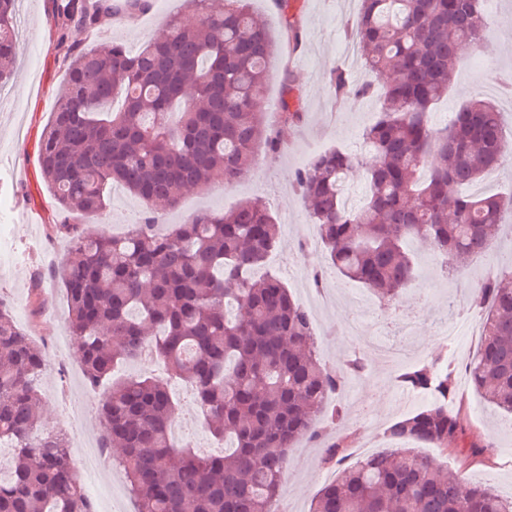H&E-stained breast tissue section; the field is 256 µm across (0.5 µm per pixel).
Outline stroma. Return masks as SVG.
Wrapping results in <instances>:
<instances>
[{"instance_id": "35a3bbf8", "label": "stroma", "mask_w": 512, "mask_h": 512, "mask_svg": "<svg viewBox=\"0 0 512 512\" xmlns=\"http://www.w3.org/2000/svg\"><path fill=\"white\" fill-rule=\"evenodd\" d=\"M146 12L116 14L94 32L72 29L69 41L89 48L114 40L128 49H137L162 31L169 17L184 25L197 18L185 0H149ZM300 40L297 48L285 49L270 68L264 90L268 101L281 102L284 75H291L299 97L302 121L285 134L286 146L275 159L258 158L249 174L227 186L215 183L208 192L187 191L178 207L164 221L182 224L205 210L230 209L246 199L258 198L276 215L281 244L269 261V271L288 286L299 302L308 303L316 317V344L321 360L339 365L360 355L369 366L367 373L349 379L336 396L347 411V432L352 441H369L378 449L389 442L386 428L427 405L426 395L410 392L400 395L396 376L401 367L380 362L367 344L346 336L345 325L355 311L343 302L324 306L320 294L307 281L313 268L324 265L320 246L299 252L297 245L309 237L311 219L293 189L295 172L309 159L315 144L337 148L352 155L363 154L361 134L374 118L377 101H339L332 94L327 74L330 69H349L342 49L350 44L345 24L355 19L359 0H297ZM14 27L19 44L13 75L0 103V234L11 255L0 261V296L13 306L17 325L42 344L46 364L38 380L43 403L40 410L44 431L64 434L73 449L98 437L100 419L98 392L83 380L75 349L59 354L53 348L56 337L67 335V303L63 290L51 278V271L66 254L64 240L51 233L52 224L61 219L39 167L43 131L56 109V92L67 77L66 68L55 47L51 0H18ZM483 38L487 51L479 60L462 59L448 96L432 112L435 126L448 125L459 107L478 98V84H490L482 96L500 109H512V94L500 86L501 78L512 73V0H493ZM33 210L37 221L20 220L22 209ZM143 203L126 192L112 195L104 219L85 221L92 234L118 235L138 221ZM420 270L419 285L408 290L399 306H384L368 318L372 333L408 354V363H422L437 355H450L459 390L458 402L473 432L489 442L487 452L466 460L453 452L429 449L436 464L461 478L481 482L501 494H512V419L476 394L464 367L480 347L478 327H471L453 350H446L442 332L454 318L449 303L466 305L473 289L491 269L485 259L467 263L452 278H445L436 254L428 246H412ZM39 287L45 300L40 313L29 304L30 290ZM176 402L174 430L181 444L204 453H220L222 442L207 431L203 417L188 386L170 379ZM292 463L284 483L282 512H309L312 499L335 475V469L322 463L321 451L304 443L291 451Z\"/></svg>"}]
</instances>
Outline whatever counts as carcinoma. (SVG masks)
Listing matches in <instances>:
<instances>
[{
	"label": "carcinoma",
	"mask_w": 512,
	"mask_h": 512,
	"mask_svg": "<svg viewBox=\"0 0 512 512\" xmlns=\"http://www.w3.org/2000/svg\"><path fill=\"white\" fill-rule=\"evenodd\" d=\"M15 2L0 0V84L16 56ZM249 2L187 0L195 27L172 17L162 36L130 51L118 42L83 50L68 41L76 26L95 29L110 0H52L67 78L43 135L42 176L67 217L103 216L112 187L147 207L121 236H90L67 220L51 227L68 244L53 277L66 294L85 383L108 384L98 406L101 447L123 448L113 462L137 512H276L289 450L304 439L339 470L309 512H512V496L466 482L416 448L400 460L386 451L345 463V411L323 409L367 364L355 357L326 367L309 312L278 277L257 275L279 244V224L261 200L159 228L185 188L243 179L259 151L279 154L285 129L302 119L286 76L283 128L264 124L278 45ZM278 7L285 42L295 45L292 2ZM485 25V0H360L350 36L381 83L355 85L338 68L328 72L336 99L378 97L376 119L362 134L368 159L320 153L295 172L294 186L330 266L386 304L418 278L411 242L425 241L445 261L482 256L512 212V198L460 192L502 163L501 112L474 99L450 127L431 122L461 59L486 51ZM361 163L366 200L349 209L342 182ZM470 309L482 338L466 372L486 402L512 415V262L481 281ZM145 352L187 383L209 432L224 440L222 454L179 443L162 380L114 378L119 361L138 362ZM43 366L41 346L0 298V442L12 449L0 512H95L71 449L59 435L38 432ZM396 381L434 401L392 423L390 438L464 458L482 454L461 412H448L457 386L440 358L410 365Z\"/></svg>",
	"instance_id": "1"
}]
</instances>
